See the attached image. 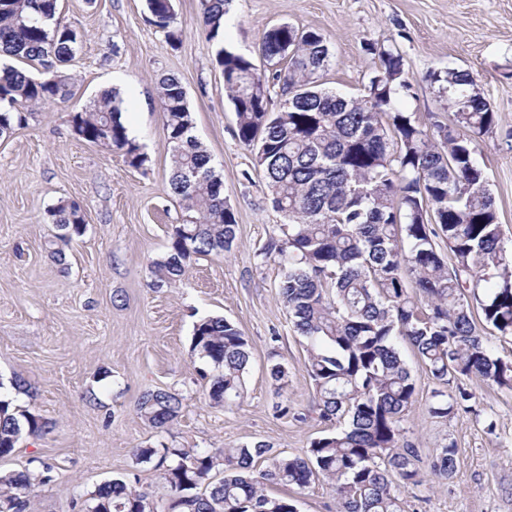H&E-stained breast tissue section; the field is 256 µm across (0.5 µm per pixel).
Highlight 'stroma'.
I'll use <instances>...</instances> for the list:
<instances>
[{"mask_svg":"<svg viewBox=\"0 0 512 512\" xmlns=\"http://www.w3.org/2000/svg\"><path fill=\"white\" fill-rule=\"evenodd\" d=\"M174 9L181 40L173 45L149 23L146 0H58L57 21L82 33L68 67L74 94L33 108L0 139V389L11 392L12 379H24L29 391L16 404L50 424L42 436L22 435L0 457V472L33 474L34 512H79L114 478L135 483L165 512L172 492L164 470L136 463L135 449L195 452L262 441L299 454L332 429L318 416L305 348L278 296L280 267L260 255L284 217L235 134L217 46L200 27V0H174ZM225 18L226 47L256 62L266 28L322 32L332 53L326 86L349 96L362 92L378 65L365 44L397 50L411 84L402 107L428 124L448 119L429 73L471 72L499 120L475 159L512 239V0H230ZM165 75L183 85L194 133L237 219L231 251L192 259L173 284L156 283L152 273L181 218L167 184L171 146L157 98ZM110 79L133 86L123 120L149 158L146 168L129 167L71 130V113ZM61 198L80 204L86 230L59 262L48 249L55 227L47 211ZM208 316L232 320L250 344L245 397L230 410L211 402L214 369L191 351L193 326ZM399 349L416 381L409 439L424 456L450 442L458 448L448 484L426 473L421 485L403 488L405 512H512V391L461 378L474 413L433 419L428 405L438 385L409 344ZM276 363L288 369L286 387L269 375ZM158 389L183 403L165 431L138 411L140 397ZM279 401L290 414L275 412Z\"/></svg>","mask_w":512,"mask_h":512,"instance_id":"1","label":"stroma"}]
</instances>
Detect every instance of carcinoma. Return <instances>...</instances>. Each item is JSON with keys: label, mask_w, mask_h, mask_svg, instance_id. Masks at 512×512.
Here are the masks:
<instances>
[{"label": "carcinoma", "mask_w": 512, "mask_h": 512, "mask_svg": "<svg viewBox=\"0 0 512 512\" xmlns=\"http://www.w3.org/2000/svg\"><path fill=\"white\" fill-rule=\"evenodd\" d=\"M227 0H201L207 39L220 41ZM149 22L176 42L180 31L168 0H147ZM57 0H0V57L39 67L0 68V129L22 124L24 112L73 96L66 66L80 32L54 22ZM269 78L252 60L220 47L216 61L234 106L236 135L251 149L271 201L285 218L262 247L281 267L278 294L293 332L305 340L307 369L319 395V418L336 430L311 441L304 455L274 453L264 442L199 451L137 448L138 464L169 457L165 479L175 496L168 512H297L293 498L270 485L303 489L321 478L337 512H404L400 488L421 471L446 484L457 469L450 442L422 460L402 422L416 383L397 348L406 341L439 384L476 376L512 389V359L494 355L488 337H512V244L505 241L495 197L474 154L498 125L496 112L458 68L436 70L430 83L446 97L448 122L423 124L401 108L411 85L402 55L372 43L378 56L363 93L346 97L324 87L332 54L326 36L280 23L264 31ZM279 89L280 108L269 111ZM159 106L172 145L168 184L179 200L167 255L154 265L161 281L183 275L195 256L231 250L236 218L224 199L207 148L193 134L186 92L171 76L158 82ZM117 91L102 93L70 117L73 132L123 156L148 161L122 122ZM56 228L51 255L84 233L83 210L59 199L48 210ZM192 351L216 371L209 390L217 406L240 401L249 371L248 340L232 321L195 323ZM460 385L434 392L430 416L447 420L473 411ZM138 410L164 430L180 415L175 393H144ZM40 415L0 398V457L22 433L45 434ZM222 469L224 477L210 480ZM25 473L0 475V512H32ZM205 486L200 492L198 488ZM146 493L123 479L99 485L83 512H142Z\"/></svg>", "instance_id": "1"}]
</instances>
